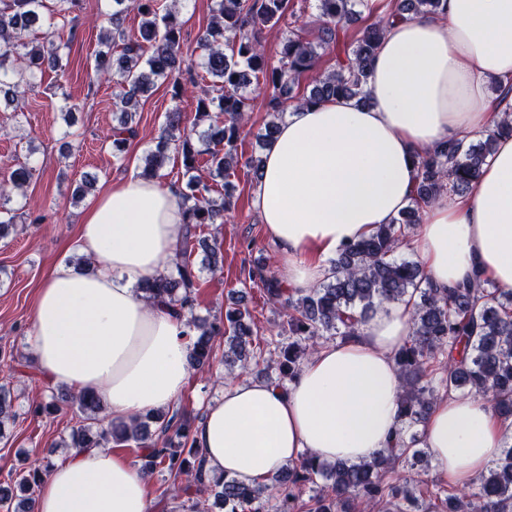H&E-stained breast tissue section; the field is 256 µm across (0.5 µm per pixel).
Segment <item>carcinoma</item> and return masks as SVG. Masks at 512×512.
<instances>
[{
    "mask_svg": "<svg viewBox=\"0 0 512 512\" xmlns=\"http://www.w3.org/2000/svg\"><path fill=\"white\" fill-rule=\"evenodd\" d=\"M49 21L43 22L45 0H0V99L18 105L20 92L37 85L45 68L65 71V49L57 28L68 25L80 0H52ZM104 13L105 45L118 51L116 60L102 52L96 58L97 77L113 83V106L119 112L112 127V156L121 161L125 147L137 136L135 113L140 99L158 81L180 98L187 86L211 78L209 89L197 98L191 126L175 109L165 114L155 149L143 157L141 176L161 178L168 149L180 155L187 182L181 195L187 225L176 271L154 279L143 288L144 298L179 311L194 332L189 366L198 370L216 359L214 337H224V365L246 363L256 338L251 312L234 307L224 320L207 322L194 315L195 272L190 257L200 247L209 260L207 269H219L216 247L200 237L209 224L224 223L229 202L211 195V182L229 175L239 164L238 140L251 111L250 87L264 86L272 119L257 143L264 149L276 133L299 78L315 69L322 52L339 47L340 31L369 0H316L318 35L307 40L291 29L283 38L278 64H271L259 40L264 27L276 26L289 0H213L212 17L198 38L200 53L187 61L181 46L179 10L161 0H109ZM446 0H395L387 18L368 27L349 50L336 54V68L311 79L308 93L296 98L315 104L344 97L364 104L368 67L391 19L410 20L441 14ZM141 18L138 36L124 26L126 13ZM41 24L38 42L30 29ZM512 136V118L504 117L478 138L464 136L418 157V184L412 203L389 224H382L367 239L346 245L330 260L331 272L315 288L287 287L277 273L256 269L252 281L269 300L282 306L279 335L287 338L278 353L273 378L277 385L293 379L300 360L316 348L317 340H346L359 334L369 313L389 302L414 301L411 336L398 350L395 362L404 381L400 400V427L394 446L366 463L320 462L307 457L275 474L268 484L246 486L230 477H213L205 470L200 449L188 445L191 428L177 409L158 411L130 423H104L101 399L95 394L51 395L38 410L53 415L67 406L81 415L82 424L71 430L66 447L81 451L113 441L139 445L137 467L146 476L167 473L178 490L212 498L209 507L195 501L192 512H268L271 497L277 512H352L357 501H368L381 512H429L408 481L393 477L397 468H428V453L419 448L422 434L413 428L424 422L439 392L491 395L498 412L512 417V290L505 291L479 278L441 293L426 280L420 264L396 256L400 245L420 223V207L442 194L458 195L472 188L498 137ZM207 159L201 173L200 158ZM32 178V169L13 170L10 182L0 186V237L17 224L14 194ZM10 393L0 387V436L15 422ZM46 467L31 461L20 470L15 484L0 485V507L6 512H34L35 487ZM436 512H512V447L480 474L471 491L462 495L434 484ZM312 495L303 500L304 490Z\"/></svg>",
    "mask_w": 512,
    "mask_h": 512,
    "instance_id": "obj_1",
    "label": "carcinoma"
}]
</instances>
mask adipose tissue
Returning <instances> with one entry per match:
<instances>
[{
  "instance_id": "1",
  "label": "adipose tissue",
  "mask_w": 512,
  "mask_h": 512,
  "mask_svg": "<svg viewBox=\"0 0 512 512\" xmlns=\"http://www.w3.org/2000/svg\"><path fill=\"white\" fill-rule=\"evenodd\" d=\"M502 85L498 98L488 86ZM370 104L336 97L294 103L264 154L252 205L278 247L292 288H313L346 244L369 237L409 204L417 156L512 112V0H447L445 13L391 21L366 84ZM185 207L176 184L129 176L85 209L81 274L56 265L34 304L31 347L41 376L99 395L113 422L171 406L189 381L185 318L139 288L180 260ZM432 285L446 291L481 277L512 289V137L499 138L472 192L423 210L409 244ZM413 306L388 303L358 336L326 343L285 387L228 379L194 429L205 468L245 485L304 455L371 460L398 427L403 380L397 350ZM512 426L486 396L438 400L423 445L443 482L463 488L497 459ZM148 480L104 448L57 460L35 493V512H149Z\"/></svg>"
}]
</instances>
